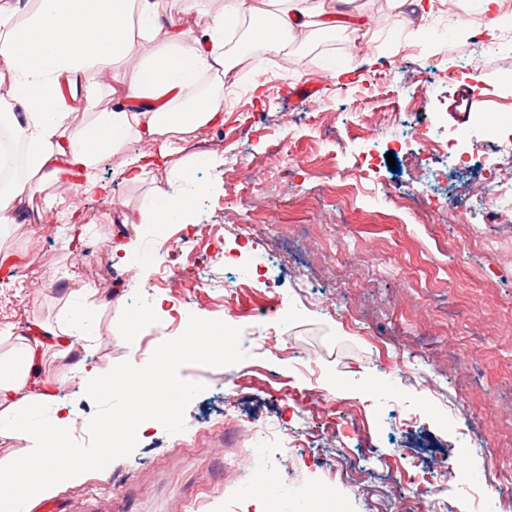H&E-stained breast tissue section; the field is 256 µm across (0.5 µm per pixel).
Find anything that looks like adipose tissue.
Here are the masks:
<instances>
[{
	"label": "adipose tissue",
	"instance_id": "1",
	"mask_svg": "<svg viewBox=\"0 0 512 512\" xmlns=\"http://www.w3.org/2000/svg\"><path fill=\"white\" fill-rule=\"evenodd\" d=\"M248 21L244 37L270 53L283 52L294 32L313 34L346 23L358 32L367 27L356 0H223L210 23H200L190 9L174 12L171 0H27L0 9V66L13 75L21 112H4L0 122L10 126L23 148L32 179L15 182L10 194L0 195V224L18 223V201L45 191L67 168L85 175L83 189L97 186L94 171L111 155L125 154L116 175L137 183L157 164L174 156L177 145L195 138L204 128L224 121V96L212 91L197 107L188 106L204 75L223 76L231 67L224 50V34ZM156 43L135 81L113 76L117 106L98 109L87 71L103 72L124 58L136 40ZM92 113L79 130L68 127L71 112ZM140 151L131 153L130 143ZM148 207L123 203V223L158 225L182 214L194 201L191 192H170L158 185L150 190ZM90 288H73L52 321L36 323L33 335L22 336L12 352L0 356V436L32 438L21 463L0 466L10 477L11 497L29 498L46 493L59 481L78 478L88 465L79 456L61 461L60 446L68 439L73 411L64 404L54 409V429L43 434L32 421L20 418V409L34 402H55L44 377L41 360L48 350L71 354L67 338L76 312L75 301L89 296Z\"/></svg>",
	"mask_w": 512,
	"mask_h": 512
}]
</instances>
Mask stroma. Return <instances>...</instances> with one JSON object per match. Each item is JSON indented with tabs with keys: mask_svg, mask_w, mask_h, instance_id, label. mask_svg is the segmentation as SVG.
Wrapping results in <instances>:
<instances>
[{
	"mask_svg": "<svg viewBox=\"0 0 512 512\" xmlns=\"http://www.w3.org/2000/svg\"><path fill=\"white\" fill-rule=\"evenodd\" d=\"M434 12L432 0H421L402 12L389 10L381 30L356 32V39L379 42L372 58L325 49L280 80L270 78L269 61H260V77L247 81L223 124L198 135L212 151L196 175L204 194L190 223L214 225L227 247L270 259L265 277L236 289L232 300L224 298L232 269L208 246L184 250L183 268L198 276L184 278L176 294L158 285L151 261L132 270L111 260L113 238H135L144 250L152 239L147 225L114 221L112 195L139 207L148 191L116 178L121 154L98 164L96 194L82 193L74 175L49 189L59 213L83 215L82 235L23 222L0 235V248L15 259L12 273L0 275V354L33 321L54 319L67 288L90 279L105 299L76 315L72 355L51 351L45 358L59 397L83 421L97 407L85 394L79 364L108 371L135 354L151 357L172 334L174 302L204 319L220 320L232 310L246 353L232 366L181 368L182 378L205 386L186 409L184 431L170 434L151 421L131 455L61 483L24 512H263L264 501L247 493L238 469L253 459L255 430L272 425L278 441L261 464L280 484L312 492L336 470L360 467L361 497L386 507L413 496L425 512H512V459L493 454L512 447V214L491 223L472 198L508 156L479 116L512 105L487 83L499 64L491 50L472 78V99L461 104L448 73L456 59L469 58L471 33L455 29L457 54L448 56L431 37ZM389 69L395 72L390 83L380 78ZM308 81L317 92L294 95V87ZM365 103L399 113L397 125L361 138L358 114ZM318 112L331 113V120H315ZM285 113L294 119L287 131L280 125ZM456 134L469 140L461 167L449 168L445 157L423 149L424 138ZM277 148L306 155L308 165L267 170L264 161ZM233 154L240 174L232 183L224 169ZM391 157L398 168L388 165ZM255 181L287 198L280 225H262ZM409 190L429 207L431 223L376 199ZM257 223L260 232L243 233V225ZM480 233L496 238L493 251L481 248ZM368 243L377 245L376 258L362 257ZM87 249L92 269L84 278L61 259ZM406 293L433 310L430 322L404 307ZM350 306L359 311L364 333L349 328ZM395 357L404 359L403 373L389 372ZM462 358L471 372L461 385L454 366ZM291 387L311 402L302 449L291 446ZM340 402L357 404L352 423L321 434ZM465 448L473 451L466 459ZM294 456L307 467H292ZM461 458L482 477L481 487L462 481L439 491ZM419 469L429 480L410 487L407 476Z\"/></svg>",
	"mask_w": 512,
	"mask_h": 512,
	"instance_id": "obj_1",
	"label": "stroma"
}]
</instances>
